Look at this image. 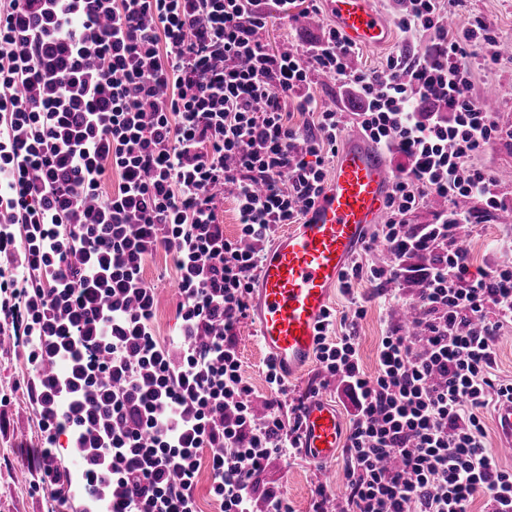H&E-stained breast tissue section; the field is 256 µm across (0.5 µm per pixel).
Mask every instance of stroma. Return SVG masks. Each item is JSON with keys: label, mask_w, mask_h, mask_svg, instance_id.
Segmentation results:
<instances>
[{"label": "stroma", "mask_w": 512, "mask_h": 512, "mask_svg": "<svg viewBox=\"0 0 512 512\" xmlns=\"http://www.w3.org/2000/svg\"><path fill=\"white\" fill-rule=\"evenodd\" d=\"M478 20L490 24L501 42L512 43V0H454L446 24L449 30L457 31ZM329 25V19L321 10L314 17H301L292 25L274 18L266 28L265 41L274 49L284 44H298ZM430 42V33L409 34L396 30L388 46L361 49L352 63L357 69L379 71L389 55L400 51L417 53ZM472 69L471 94L483 100H493L498 116L512 118V59L506 57L494 63L479 55L473 58ZM468 208L476 213L478 221L459 225L456 236L468 248L473 265L489 270L512 259L511 253L499 247L500 239L512 230L505 212L486 211L484 204L476 199L470 200ZM143 276L157 289L155 332L160 341H169L177 336L180 325L175 295L177 276L170 257L162 251L153 254L145 263ZM416 289V283L399 279L382 286L359 282L350 296L334 292L330 309L336 315L348 313L355 300L366 309L364 317L357 322L361 362L366 372H374L381 336L389 327L402 325L401 301L414 295ZM238 348L244 376L256 395L254 410L264 414L269 396L262 371L266 355L259 346L252 319H245L240 326ZM34 378L21 349L8 343L0 345V399L8 402L6 414L0 419V512H48L50 506L48 489L40 474L27 465L23 454L24 449L38 446L42 435L37 419L27 408L26 386ZM336 385V379L327 376L313 361L299 375L289 378L288 391L295 399L316 392L332 401L336 398ZM345 463L346 457L342 454L326 463H316L301 455L276 458L255 476L254 482L261 492L269 489L283 491L292 512H311L318 486H326L328 492L338 496L344 493Z\"/></svg>", "instance_id": "obj_1"}]
</instances>
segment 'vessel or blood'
Masks as SVG:
<instances>
[{
	"mask_svg": "<svg viewBox=\"0 0 512 512\" xmlns=\"http://www.w3.org/2000/svg\"><path fill=\"white\" fill-rule=\"evenodd\" d=\"M328 16L352 43L376 48L392 30L376 0H325ZM395 177L386 156L363 135L345 137L324 192L301 223L280 231L265 250L251 290L259 344L287 377L311 361L316 336L341 272L378 223ZM345 435L335 405L307 400L299 448L316 462L334 460Z\"/></svg>",
	"mask_w": 512,
	"mask_h": 512,
	"instance_id": "obj_1",
	"label": "vessel or blood"
}]
</instances>
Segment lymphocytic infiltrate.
<instances>
[{
    "instance_id": "f902f5d3",
    "label": "lymphocytic infiltrate",
    "mask_w": 512,
    "mask_h": 512,
    "mask_svg": "<svg viewBox=\"0 0 512 512\" xmlns=\"http://www.w3.org/2000/svg\"><path fill=\"white\" fill-rule=\"evenodd\" d=\"M298 2L0 0V338L27 348L36 373L27 394L43 436L26 459L51 512H198L204 463L220 512H290L253 477L296 454L300 420L279 413L288 385L270 359V411L255 416L236 336L267 243L327 184L344 120L320 102L319 74L358 93L356 126L399 160L373 234L395 263L355 258L339 288L420 285L415 325L381 337L374 373L354 331L363 306L337 337L326 315L317 338L351 420L340 512H469L478 496L482 512H512V468L485 426L489 394L512 400V380L491 373L512 325V264L472 272L455 237L472 219L460 199L506 206L495 174L471 162L512 138L470 93L468 58L498 60V38L481 21L450 32L447 0H408L396 25L432 32L430 48L364 71L333 27L268 47L270 18L296 21ZM228 194L233 239L219 219ZM432 196L446 209L409 227ZM161 249L181 321L166 343L143 277ZM62 442L79 462L80 509L61 490Z\"/></svg>"
}]
</instances>
